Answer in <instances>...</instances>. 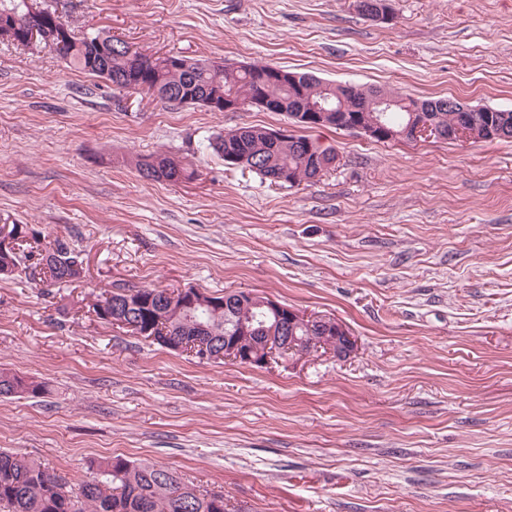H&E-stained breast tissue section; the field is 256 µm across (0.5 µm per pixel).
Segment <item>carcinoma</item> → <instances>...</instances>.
I'll list each match as a JSON object with an SVG mask.
<instances>
[{
	"mask_svg": "<svg viewBox=\"0 0 512 512\" xmlns=\"http://www.w3.org/2000/svg\"><path fill=\"white\" fill-rule=\"evenodd\" d=\"M7 17L19 31L33 24L40 25L41 36L36 44L50 48L69 68L102 78L118 91H132L131 83L141 82V92L175 105L201 106L205 94L222 92L241 99L261 96L270 102L284 103L285 111H293L300 98L284 83L262 80L268 65L251 64L249 68L225 63L217 65L207 58L183 55H146L133 49L129 43L118 45L103 59L97 61L98 42L111 37L99 34L75 36L74 31L59 20L55 13L45 11L39 20L30 11L27 0H0V18ZM182 65H175V61ZM305 96L331 105L344 103L346 111L331 114L326 128L340 129L361 120L366 125L384 122L396 130L404 128L411 115L402 104L399 92L377 86L352 85L347 92H336V85L308 73L299 74ZM377 93L396 100L387 112H373L367 98ZM423 115L432 119L448 139V130L469 127L482 132L492 114L488 112H456L448 108V100H424ZM269 128L258 125L241 126L209 142V148L221 158L231 155L246 162L239 167L249 169L263 179L281 184L280 174L293 171V187L312 182L328 171L326 163L336 155L331 146L306 136L292 134L273 139ZM136 169L147 180L179 182L190 180L195 174L189 164L166 154H158L136 162ZM83 274V262L71 243L55 238L37 261L32 255H13V269L0 274V279L41 276L47 285L76 282ZM163 288H122L108 293L93 304L98 319L107 323L120 314L128 323V331L141 336H179L207 344L212 351L224 350V337L237 335L241 317L252 319L256 336H299L301 351L310 352L323 326L314 323L291 329L283 320L257 306L244 292L212 298L214 306H170L163 298ZM45 385L30 377L0 369V396L35 397ZM94 476L89 481L71 483L65 477L48 469L44 463L0 450V512H226L224 493L201 490L182 480L168 467L146 462L135 463L125 458L106 457L91 462Z\"/></svg>",
	"mask_w": 512,
	"mask_h": 512,
	"instance_id": "obj_1",
	"label": "carcinoma"
}]
</instances>
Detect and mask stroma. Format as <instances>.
<instances>
[{
  "mask_svg": "<svg viewBox=\"0 0 512 512\" xmlns=\"http://www.w3.org/2000/svg\"><path fill=\"white\" fill-rule=\"evenodd\" d=\"M40 0L140 51L266 63L512 110V0ZM283 112L172 107L0 42V224L69 239L68 285L0 279V449L72 480L94 458L176 469L230 512H512V140L378 142L289 188L208 147ZM190 161L147 181L137 159ZM253 292L357 342L266 368L152 343L88 310L116 288ZM45 390V385L30 377L0 369V396L36 397Z\"/></svg>",
  "mask_w": 512,
  "mask_h": 512,
  "instance_id": "obj_1",
  "label": "stroma"
}]
</instances>
